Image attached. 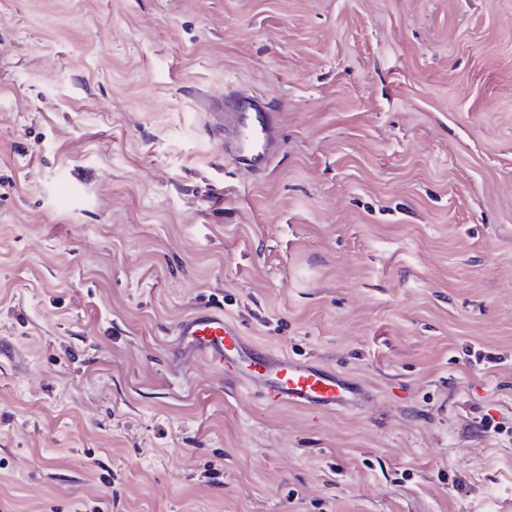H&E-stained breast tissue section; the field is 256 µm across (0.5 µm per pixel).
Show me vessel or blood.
Returning a JSON list of instances; mask_svg holds the SVG:
<instances>
[{
  "label": "vessel or blood",
  "mask_w": 512,
  "mask_h": 512,
  "mask_svg": "<svg viewBox=\"0 0 512 512\" xmlns=\"http://www.w3.org/2000/svg\"><path fill=\"white\" fill-rule=\"evenodd\" d=\"M224 120L209 125L233 163L265 172L278 149L282 129L273 102L255 93L224 94ZM179 350L208 361L256 391L270 406L344 410L365 405L370 395L348 375L310 359H299L247 336L223 312L200 307L174 329Z\"/></svg>",
  "instance_id": "1"
}]
</instances>
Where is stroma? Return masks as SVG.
Masks as SVG:
<instances>
[{
  "label": "stroma",
  "mask_w": 512,
  "mask_h": 512,
  "mask_svg": "<svg viewBox=\"0 0 512 512\" xmlns=\"http://www.w3.org/2000/svg\"><path fill=\"white\" fill-rule=\"evenodd\" d=\"M199 305L369 403L171 355ZM0 344V512H512V0H0ZM224 121L209 125L212 139L237 166L264 173L278 149L282 129L273 102L245 90L224 92Z\"/></svg>",
  "instance_id": "35a3bbf8"
}]
</instances>
